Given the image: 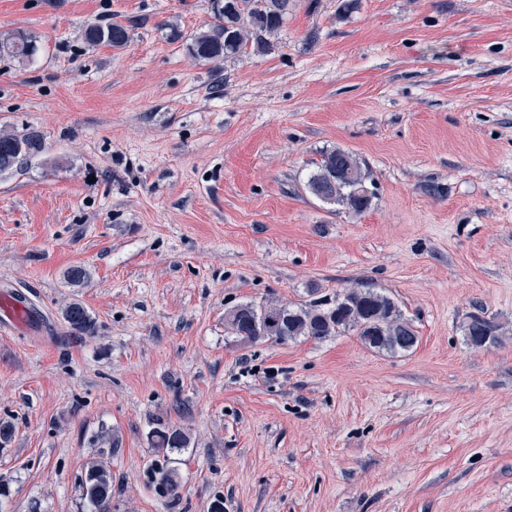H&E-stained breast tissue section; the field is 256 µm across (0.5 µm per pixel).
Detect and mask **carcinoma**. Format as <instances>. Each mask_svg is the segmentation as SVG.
Wrapping results in <instances>:
<instances>
[{"label": "carcinoma", "mask_w": 512, "mask_h": 512, "mask_svg": "<svg viewBox=\"0 0 512 512\" xmlns=\"http://www.w3.org/2000/svg\"><path fill=\"white\" fill-rule=\"evenodd\" d=\"M292 11L291 0H210V21L189 36L172 28L173 41L185 40L188 54L195 59L219 65L246 53L266 55L278 47L277 39ZM132 37L119 22L92 24L82 32L91 48L107 45L120 49ZM41 46L32 32L19 30L0 39V54L20 63L35 60ZM43 151L42 136L31 131L22 135L0 129V174H23ZM368 173L352 152L327 150L310 172L306 188L319 201L337 205L353 213L366 211L374 192L366 186ZM319 288L308 289V299L293 302L242 303L225 317V329L243 344L264 340V336H283L287 341H324L348 332L377 352L395 355L413 350L419 336L395 300L386 293L365 285L349 284L332 297L317 296ZM77 336H93L95 321L80 303H70L63 313ZM499 325L494 318L473 314L466 325L468 343L480 348L498 340ZM156 448H186L189 438L180 429L159 422L151 431ZM151 482L158 495L166 499L179 496L181 476L167 458L151 464ZM82 499L87 512H111L112 473L102 465L91 466L81 478Z\"/></svg>", "instance_id": "cac0c4a2"}]
</instances>
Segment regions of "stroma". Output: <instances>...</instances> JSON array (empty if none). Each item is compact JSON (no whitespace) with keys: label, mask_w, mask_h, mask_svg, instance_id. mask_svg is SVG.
<instances>
[{"label":"stroma","mask_w":512,"mask_h":512,"mask_svg":"<svg viewBox=\"0 0 512 512\" xmlns=\"http://www.w3.org/2000/svg\"><path fill=\"white\" fill-rule=\"evenodd\" d=\"M209 13L0 0V38L41 43L0 57V127L44 143L0 175V293L32 314L0 321V512H82L95 461L112 512H512V0H295L273 53L218 66L165 37ZM115 21L127 47L81 40ZM335 148L368 171L363 213L306 188ZM350 283L394 298L418 346L224 329ZM479 307L500 331L474 348ZM160 421L190 438L171 504L148 477ZM40 50L38 36L32 32L19 30L0 39V55L6 54L20 63L33 62ZM63 316L76 336H94L95 321L82 304L69 303L64 309Z\"/></svg>","instance_id":"35a3bbf8"}]
</instances>
